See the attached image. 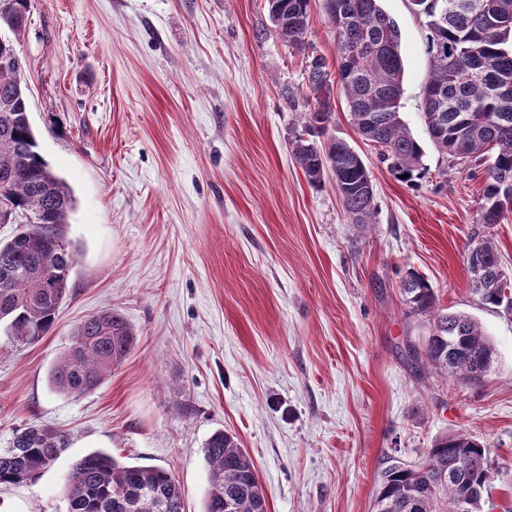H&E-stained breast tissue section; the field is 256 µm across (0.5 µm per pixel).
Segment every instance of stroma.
Returning a JSON list of instances; mask_svg holds the SVG:
<instances>
[{
    "instance_id": "stroma-1",
    "label": "stroma",
    "mask_w": 512,
    "mask_h": 512,
    "mask_svg": "<svg viewBox=\"0 0 512 512\" xmlns=\"http://www.w3.org/2000/svg\"><path fill=\"white\" fill-rule=\"evenodd\" d=\"M381 6L400 29V115L426 171L395 178L337 101L333 132L374 185L361 229L293 156L305 61L266 0H32L17 50L38 150L75 198V264L52 329L0 354V452L34 423L68 442L37 478L0 485V512H67L69 474L93 451L171 472L186 512H202L218 430L253 460L268 512H370L390 461L416 463L454 433L488 445L483 512H512V312L482 304L466 261L484 169L432 143L427 29L408 0ZM307 41L337 62L322 0ZM410 269L492 339L483 386L412 365L429 324L405 315ZM107 306L134 348L94 393L56 392L74 325Z\"/></svg>"
}]
</instances>
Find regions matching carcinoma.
<instances>
[{"mask_svg": "<svg viewBox=\"0 0 512 512\" xmlns=\"http://www.w3.org/2000/svg\"><path fill=\"white\" fill-rule=\"evenodd\" d=\"M276 35L306 59L311 97L292 153L308 182L322 187L331 174L352 223L372 222L374 187L365 163L345 139L331 133L333 73L320 54L309 61L305 41L311 0H266ZM457 0H409L412 11L431 22L428 30L433 68L424 97V122L437 150L458 159L488 154L479 223L498 224L512 205V98L500 88L512 84V0H491L484 18ZM338 35V79L357 135L379 150L394 175L413 182L424 172V151L400 115L404 64L400 32L380 0H323ZM0 59L8 58L25 25L15 10H0ZM22 71L0 66V203L18 224V233L0 241V323L8 344L23 347L52 328L69 292L73 252L63 224L74 209L69 186L38 151ZM480 246L486 277L495 280L499 254L491 239L473 235L466 252ZM472 285L485 305L512 310V296L486 288L476 273ZM408 314L423 317L430 331L408 346L414 363L424 364L471 385L480 367L492 369L497 350L479 323L464 312L438 307L433 289L408 270L400 281ZM135 345V332L117 310L106 307L78 323L69 347L53 366L55 391L75 397L96 391ZM68 437L33 424L16 434L13 448L0 453V484H21L50 467ZM208 491L203 512H267L256 468L235 438L214 432L204 446ZM487 445L463 433L436 440L416 465L392 464L379 474L372 512H482L490 491ZM69 512H184L182 490L167 470L128 465L94 451L73 467L65 487Z\"/></svg>", "mask_w": 512, "mask_h": 512, "instance_id": "cac0c4a2", "label": "carcinoma"}]
</instances>
